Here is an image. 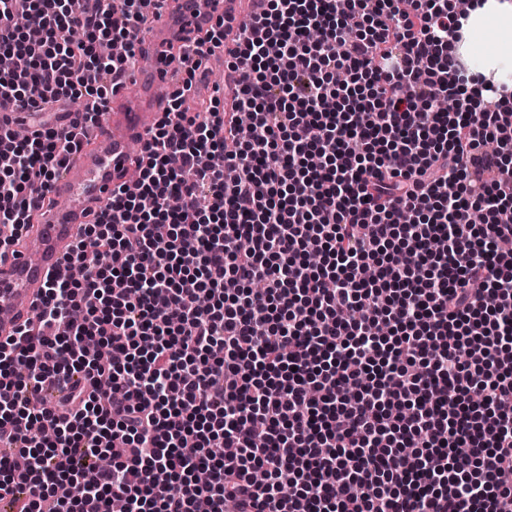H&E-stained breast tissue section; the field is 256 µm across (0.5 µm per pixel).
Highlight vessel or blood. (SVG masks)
Returning a JSON list of instances; mask_svg holds the SVG:
<instances>
[{
    "instance_id": "vessel-or-blood-1",
    "label": "vessel or blood",
    "mask_w": 512,
    "mask_h": 512,
    "mask_svg": "<svg viewBox=\"0 0 512 512\" xmlns=\"http://www.w3.org/2000/svg\"><path fill=\"white\" fill-rule=\"evenodd\" d=\"M260 0H171L154 15L150 28L139 34V47L152 64L141 71L133 88L113 91L108 108L94 128V146L73 153L52 182L53 197L64 200L61 208H37L27 235L37 249L12 245L0 260V307L12 310L0 323V336L14 335L31 316L30 302L46 288L50 277L67 274V257L85 224L100 211L113 189L136 182L140 157L132 144L145 143L159 118L173 85L164 60L178 39L195 35L216 23L233 27L244 13L260 9Z\"/></svg>"
}]
</instances>
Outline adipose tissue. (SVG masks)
<instances>
[{
  "mask_svg": "<svg viewBox=\"0 0 512 512\" xmlns=\"http://www.w3.org/2000/svg\"><path fill=\"white\" fill-rule=\"evenodd\" d=\"M458 20L448 52L463 59L469 90L482 95L491 85L499 97L512 100V55L497 48L498 39L512 36V0H469Z\"/></svg>",
  "mask_w": 512,
  "mask_h": 512,
  "instance_id": "1",
  "label": "adipose tissue"
}]
</instances>
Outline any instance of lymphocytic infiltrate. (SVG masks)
I'll return each instance as SVG.
<instances>
[{
    "instance_id": "lymphocytic-infiltrate-1",
    "label": "lymphocytic infiltrate",
    "mask_w": 512,
    "mask_h": 512,
    "mask_svg": "<svg viewBox=\"0 0 512 512\" xmlns=\"http://www.w3.org/2000/svg\"><path fill=\"white\" fill-rule=\"evenodd\" d=\"M162 2L0 0V102L82 101L76 131L0 129V225L54 206ZM457 24L448 0H263L229 112L182 107L223 31L174 54L139 182L0 339L10 512H512V111L469 93ZM48 380L65 405L32 400Z\"/></svg>"
}]
</instances>
